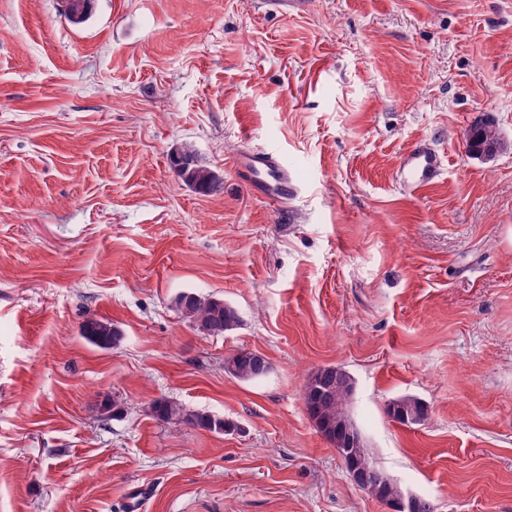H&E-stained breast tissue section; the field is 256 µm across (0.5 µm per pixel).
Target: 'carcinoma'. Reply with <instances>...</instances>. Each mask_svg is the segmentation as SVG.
Wrapping results in <instances>:
<instances>
[{
	"label": "carcinoma",
	"instance_id": "cac0c4a2",
	"mask_svg": "<svg viewBox=\"0 0 512 512\" xmlns=\"http://www.w3.org/2000/svg\"><path fill=\"white\" fill-rule=\"evenodd\" d=\"M89 4L90 0H68L67 20L74 24L83 22L88 16ZM467 151L478 158L486 155L496 157L512 151V140L502 136L496 124L487 119L470 130ZM182 154L184 164L177 173L179 178L202 194L222 190L219 175L196 159L192 145H185ZM176 304L183 316L209 336H222L239 323L237 311L225 303L224 299L216 296L186 292L178 296ZM81 335L88 343L100 349L114 347L122 338V332L117 325L95 317H88L83 321ZM268 370L269 363L264 356L246 349L237 351L225 362V371L240 380L258 379ZM352 392L351 377L336 366L328 367L323 373L314 372L304 384L303 400L307 414L316 430L333 447L336 442L345 438V431L359 434L349 414ZM387 412L394 421L410 427L423 424L428 419L429 409L421 399L404 395L390 401ZM150 413L159 421L178 420L208 431L228 432L235 428L230 421L204 410L189 409L169 399L154 401L150 405ZM363 491L387 505L406 498L399 485L387 476L383 477L381 484L367 486Z\"/></svg>",
	"mask_w": 512,
	"mask_h": 512
}]
</instances>
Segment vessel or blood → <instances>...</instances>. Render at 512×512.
I'll return each instance as SVG.
<instances>
[{"instance_id": "1", "label": "vessel or blood", "mask_w": 512, "mask_h": 512, "mask_svg": "<svg viewBox=\"0 0 512 512\" xmlns=\"http://www.w3.org/2000/svg\"><path fill=\"white\" fill-rule=\"evenodd\" d=\"M239 172L250 191L259 198L286 206L297 193L300 184L274 152L258 149L238 162ZM444 172L442 157L422 142L414 143L401 165L406 184L424 189L435 184Z\"/></svg>"}]
</instances>
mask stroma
I'll use <instances>...</instances> for the list:
<instances>
[{
    "instance_id": "stroma-1",
    "label": "stroma",
    "mask_w": 512,
    "mask_h": 512,
    "mask_svg": "<svg viewBox=\"0 0 512 512\" xmlns=\"http://www.w3.org/2000/svg\"><path fill=\"white\" fill-rule=\"evenodd\" d=\"M304 3L93 0L75 25L0 0V512H390L306 413L324 366L404 492L512 512V152L466 150L484 115L512 139V0ZM418 140L446 169L411 191ZM185 143L223 190L177 178ZM260 147L288 206L239 178ZM187 291L238 326L197 330ZM241 349L265 376L225 372ZM403 395L423 425L388 416ZM160 398L237 428L157 421ZM241 177L258 197L284 207L297 193L300 184L279 156L256 149L237 162ZM181 314L209 336H221L239 323L237 311L223 298L197 293H182L176 301ZM81 335L88 343L100 349L114 347L122 338V332L117 325L95 317H88L83 321ZM389 416L396 422L406 426L423 424L428 419V406L419 398L404 395L389 402Z\"/></svg>"
}]
</instances>
